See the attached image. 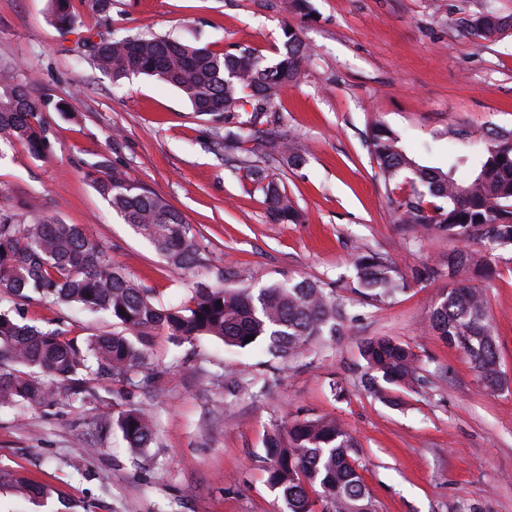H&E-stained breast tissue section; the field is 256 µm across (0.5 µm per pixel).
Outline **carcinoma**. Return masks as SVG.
I'll return each instance as SVG.
<instances>
[{
	"label": "carcinoma",
	"mask_w": 512,
	"mask_h": 512,
	"mask_svg": "<svg viewBox=\"0 0 512 512\" xmlns=\"http://www.w3.org/2000/svg\"><path fill=\"white\" fill-rule=\"evenodd\" d=\"M109 18L112 0H49L52 22L61 30L77 24L75 3ZM509 21L488 14L472 21L480 38L496 39ZM283 52L274 63L248 48L214 52L205 46L170 36L102 37L89 52L97 67L118 81L141 73L177 88L194 112L219 123L250 105V118L237 129L215 132L224 152L232 153L257 133L272 108L277 90L299 82L307 61L306 46L293 28L284 31ZM15 67L0 65V147L17 143L40 157L47 146L42 118L45 103L30 97L16 80ZM265 155L288 165L305 163L302 153L284 135L268 131ZM385 187L402 178L412 193L397 202L400 222L473 240L480 250L448 252V291L430 317L432 332L461 350L486 387L502 382L500 352L482 289L460 279L462 273H487L488 260L499 249L512 248V134L491 133L473 154L454 157L444 170L420 164L405 151L390 128L376 126L370 136ZM470 166L468 179L455 178L456 169ZM96 191L135 232L149 241L175 267L193 277L192 296L184 305L164 304L134 276L112 262L79 224L38 219L21 221L17 208L0 205V298L5 301L52 300L104 313L122 327L118 333L89 336L83 341L56 330L21 324L10 310H0V407L37 405L57 400H98L91 379L139 384L161 395L150 372L149 349L154 333L164 330L175 341L202 336L220 339L239 349L262 344L268 353L288 361L304 354L324 336H334L344 313L329 284L283 280L254 293L224 287L229 272L209 263L205 248L183 214L156 193L130 184L117 170L94 167ZM248 172L265 194L271 222L296 224L301 214L259 164ZM442 203H436V200ZM356 292L382 301L409 287L376 253L354 260ZM254 336L247 342L245 338ZM360 354L366 362V382L402 387L421 381L411 349L388 337L365 340ZM100 428L120 431L132 455H145L155 436L154 423L131 407L114 417H97ZM357 440L332 417L296 420L277 428L264 443L266 471L286 512H376L375 502L359 472ZM32 497L50 490L17 475H1L0 483Z\"/></svg>",
	"instance_id": "cac0c4a2"
}]
</instances>
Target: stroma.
Returning <instances> with one entry per match:
<instances>
[{"label": "stroma", "mask_w": 512, "mask_h": 512, "mask_svg": "<svg viewBox=\"0 0 512 512\" xmlns=\"http://www.w3.org/2000/svg\"><path fill=\"white\" fill-rule=\"evenodd\" d=\"M113 0L110 18L80 9L71 31L56 28L48 0H0V64L16 67L32 96L51 102L50 147L25 146L0 158V204L24 221L83 225L113 261L165 301L191 297L174 268L112 210L87 176L104 164L166 198L200 234L230 284L254 290L283 277L330 283L347 318L339 333L283 362L204 337L175 345L157 333L152 360L164 395L101 381L100 402L0 408V473L51 490L48 501L0 485V512H285L267 481L263 443L296 419L333 416L355 436L360 472L378 512H512V249L490 263L483 288L504 382L484 388L465 355L429 329L448 289L449 251L477 249L398 221L368 145L379 124L398 132L423 164L447 167L450 129L472 138L512 129V33L475 37L470 20L491 11L512 17V0ZM309 53L304 79L282 87L266 126L288 134L306 163L269 164L302 215L267 219L265 196L246 168L230 173L215 147L210 117L157 78L120 81L92 60L78 61L84 37L196 34L215 51L257 49L273 61L286 27ZM385 257L409 288L382 302L355 294L360 252ZM434 280L414 281L423 267ZM25 323L69 337L116 331L104 314L33 300ZM387 336L418 357L420 384L367 389L361 343ZM136 407L156 421L146 457L95 418Z\"/></svg>", "instance_id": "stroma-1"}]
</instances>
